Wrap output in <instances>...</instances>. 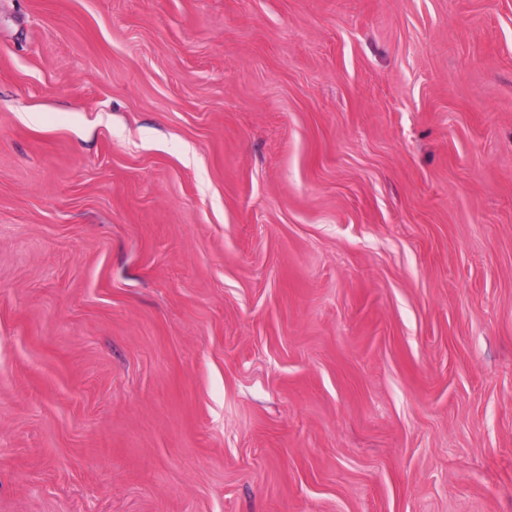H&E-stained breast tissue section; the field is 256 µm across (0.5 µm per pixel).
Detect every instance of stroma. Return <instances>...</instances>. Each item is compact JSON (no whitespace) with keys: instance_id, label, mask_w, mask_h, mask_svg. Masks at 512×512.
<instances>
[{"instance_id":"35a3bbf8","label":"stroma","mask_w":512,"mask_h":512,"mask_svg":"<svg viewBox=\"0 0 512 512\" xmlns=\"http://www.w3.org/2000/svg\"><path fill=\"white\" fill-rule=\"evenodd\" d=\"M0 512H512V0H0Z\"/></svg>"}]
</instances>
